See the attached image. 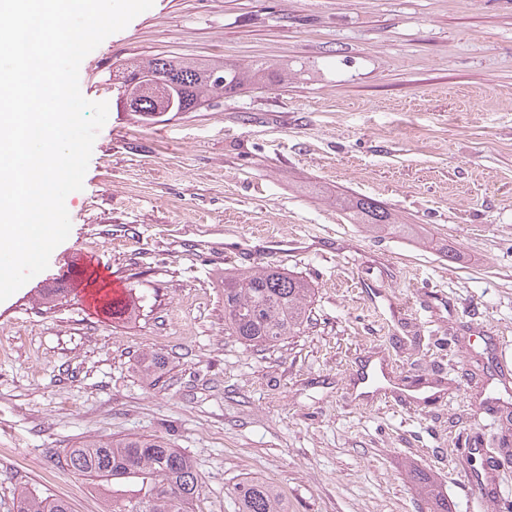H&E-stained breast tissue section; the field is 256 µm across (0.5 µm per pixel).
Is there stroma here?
<instances>
[{"mask_svg":"<svg viewBox=\"0 0 512 512\" xmlns=\"http://www.w3.org/2000/svg\"><path fill=\"white\" fill-rule=\"evenodd\" d=\"M153 54L300 76L145 124L107 77ZM79 86L108 119L71 232L0 302V512L25 488L104 512L66 451L150 435L192 459L191 512H234L248 477L288 512H427L421 473L493 512L451 462L466 435L512 497V0H154ZM257 265L314 288L305 331L258 349L224 333V276ZM94 271L135 316L88 307ZM343 210H346L354 224H366L374 231H381L397 224L395 214L387 207L371 198H343Z\"/></svg>","mask_w":512,"mask_h":512,"instance_id":"1","label":"stroma"}]
</instances>
